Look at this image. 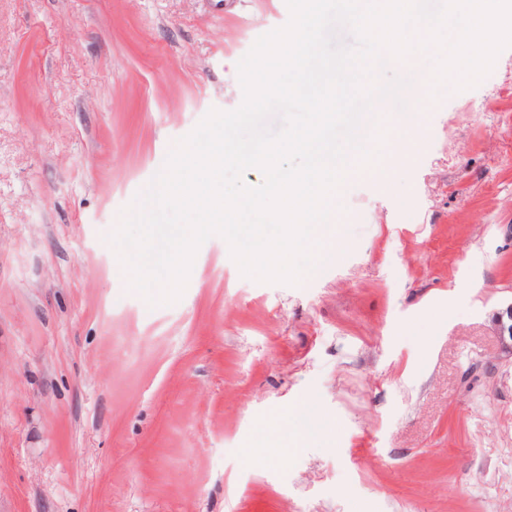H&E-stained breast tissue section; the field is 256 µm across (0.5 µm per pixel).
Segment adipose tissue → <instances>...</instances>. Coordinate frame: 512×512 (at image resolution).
Returning <instances> with one entry per match:
<instances>
[{
  "label": "adipose tissue",
  "instance_id": "obj_1",
  "mask_svg": "<svg viewBox=\"0 0 512 512\" xmlns=\"http://www.w3.org/2000/svg\"><path fill=\"white\" fill-rule=\"evenodd\" d=\"M314 434L312 419L307 406L299 404L287 413L273 414L261 426L257 436L258 448L273 450L280 457H291L306 448Z\"/></svg>",
  "mask_w": 512,
  "mask_h": 512
}]
</instances>
